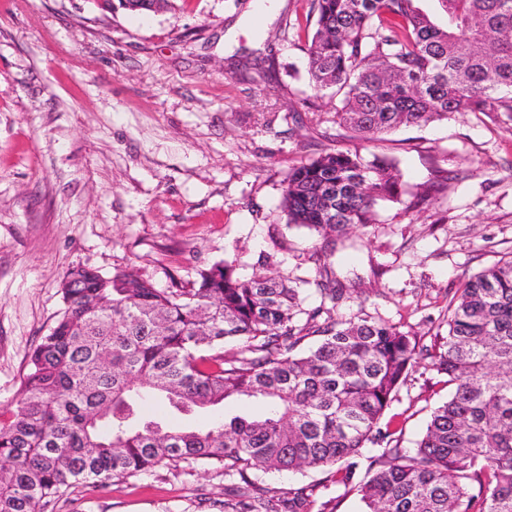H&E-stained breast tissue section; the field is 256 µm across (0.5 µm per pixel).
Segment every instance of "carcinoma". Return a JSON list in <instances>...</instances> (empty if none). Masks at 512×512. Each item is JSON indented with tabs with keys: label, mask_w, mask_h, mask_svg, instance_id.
I'll return each instance as SVG.
<instances>
[{
	"label": "carcinoma",
	"mask_w": 512,
	"mask_h": 512,
	"mask_svg": "<svg viewBox=\"0 0 512 512\" xmlns=\"http://www.w3.org/2000/svg\"><path fill=\"white\" fill-rule=\"evenodd\" d=\"M312 0L307 72L360 140L470 112L512 114V0ZM394 160L322 154L285 179L286 226L326 243L396 201ZM320 305L303 307L306 288ZM64 310L27 355L0 417V512H41L66 489L191 459L238 480L224 512H334L316 487L274 494L261 474L321 470L359 512H512V258L468 277L448 299L446 349L398 326L343 320L329 274L239 276L224 260L157 288L129 271L68 269ZM235 341L229 357L224 343ZM423 356L448 376V399L416 447L383 417ZM228 400L257 416L218 414ZM381 446L363 457L368 446Z\"/></svg>",
	"instance_id": "obj_1"
}]
</instances>
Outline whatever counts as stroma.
I'll list each match as a JSON object with an SVG mask.
<instances>
[{
    "mask_svg": "<svg viewBox=\"0 0 512 512\" xmlns=\"http://www.w3.org/2000/svg\"><path fill=\"white\" fill-rule=\"evenodd\" d=\"M310 0H175L145 14L88 0H0V413L27 355L64 307L60 282L81 263L171 277L235 261L314 279L322 237L287 227L290 169L321 154L395 158L432 204L385 201L327 263L360 280L337 318L367 314L420 345L443 344L448 296L512 258V118L464 114L363 142L339 137L334 109L305 68ZM445 377L419 360L392 412L415 447ZM222 472L183 461L111 484L81 485L45 512H222Z\"/></svg>",
    "mask_w": 512,
    "mask_h": 512,
    "instance_id": "1",
    "label": "stroma"
}]
</instances>
